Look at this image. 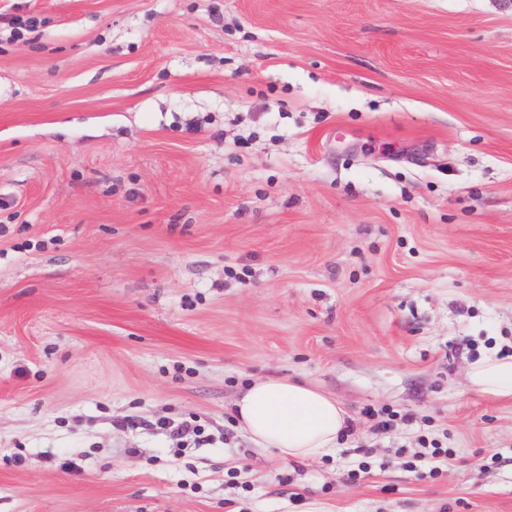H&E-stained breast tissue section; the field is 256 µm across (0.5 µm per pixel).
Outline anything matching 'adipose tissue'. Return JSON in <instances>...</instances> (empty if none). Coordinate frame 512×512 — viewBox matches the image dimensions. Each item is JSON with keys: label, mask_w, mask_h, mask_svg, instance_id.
Here are the masks:
<instances>
[{"label": "adipose tissue", "mask_w": 512, "mask_h": 512, "mask_svg": "<svg viewBox=\"0 0 512 512\" xmlns=\"http://www.w3.org/2000/svg\"><path fill=\"white\" fill-rule=\"evenodd\" d=\"M470 386L481 395L512 397V356H486L472 363ZM235 415L256 444L277 449L285 459L303 460L330 453L347 423L345 409L298 382L269 378L240 394Z\"/></svg>", "instance_id": "adipose-tissue-1"}]
</instances>
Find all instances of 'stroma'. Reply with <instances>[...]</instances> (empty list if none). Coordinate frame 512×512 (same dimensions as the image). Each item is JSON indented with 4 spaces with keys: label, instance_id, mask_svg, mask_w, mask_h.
<instances>
[{
    "label": "stroma",
    "instance_id": "stroma-1",
    "mask_svg": "<svg viewBox=\"0 0 512 512\" xmlns=\"http://www.w3.org/2000/svg\"><path fill=\"white\" fill-rule=\"evenodd\" d=\"M494 348L512 0H0V512H512ZM469 381L478 394L512 397V356L492 354L472 363ZM240 427L256 444L284 459L330 453L345 431L347 414L336 400L299 382L269 378L247 386L235 404Z\"/></svg>",
    "mask_w": 512,
    "mask_h": 512
}]
</instances>
